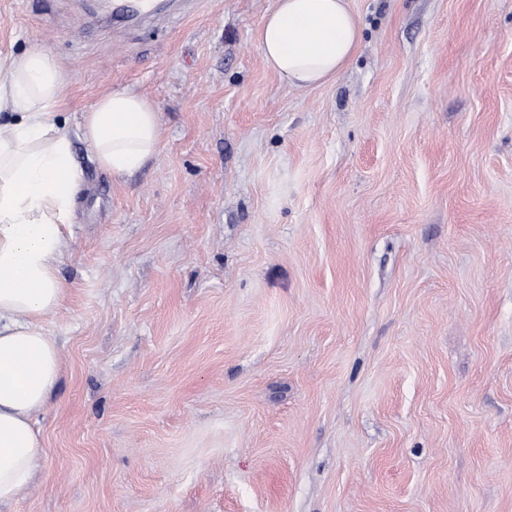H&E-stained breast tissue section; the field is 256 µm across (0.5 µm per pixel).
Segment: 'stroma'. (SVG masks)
<instances>
[{"instance_id": "obj_1", "label": "stroma", "mask_w": 512, "mask_h": 512, "mask_svg": "<svg viewBox=\"0 0 512 512\" xmlns=\"http://www.w3.org/2000/svg\"><path fill=\"white\" fill-rule=\"evenodd\" d=\"M349 4L355 56L295 88L275 0H0L85 176L4 512H512V0ZM123 86L160 114L128 179L76 127Z\"/></svg>"}]
</instances>
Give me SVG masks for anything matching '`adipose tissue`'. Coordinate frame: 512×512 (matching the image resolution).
<instances>
[{
	"instance_id": "ef3b65f1",
	"label": "adipose tissue",
	"mask_w": 512,
	"mask_h": 512,
	"mask_svg": "<svg viewBox=\"0 0 512 512\" xmlns=\"http://www.w3.org/2000/svg\"><path fill=\"white\" fill-rule=\"evenodd\" d=\"M348 0H276L257 41L266 65L286 84L335 78L360 44ZM60 66L32 50L0 60V505L26 488L45 456L33 417L51 398L60 353L42 322L62 303L59 265L72 238L84 173L56 108ZM154 104L121 87L82 115L80 130L102 169L134 175L159 147Z\"/></svg>"
}]
</instances>
